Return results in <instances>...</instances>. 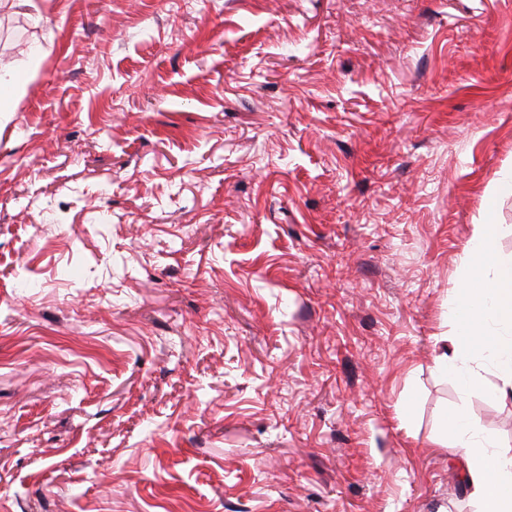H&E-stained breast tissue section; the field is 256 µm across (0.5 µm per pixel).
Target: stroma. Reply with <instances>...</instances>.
Wrapping results in <instances>:
<instances>
[{"label": "stroma", "instance_id": "obj_1", "mask_svg": "<svg viewBox=\"0 0 512 512\" xmlns=\"http://www.w3.org/2000/svg\"><path fill=\"white\" fill-rule=\"evenodd\" d=\"M0 58V512H472L442 417L512 455V399L432 365L512 255V0H33Z\"/></svg>", "mask_w": 512, "mask_h": 512}]
</instances>
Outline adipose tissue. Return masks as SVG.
Masks as SVG:
<instances>
[{
    "label": "adipose tissue",
    "instance_id": "ef3b65f1",
    "mask_svg": "<svg viewBox=\"0 0 512 512\" xmlns=\"http://www.w3.org/2000/svg\"><path fill=\"white\" fill-rule=\"evenodd\" d=\"M498 227L479 224L458 273L450 354L436 357L437 372L453 375L463 395L487 393L482 375L491 366L500 397L512 395V256L496 249ZM451 447L466 468L474 512H512V456L499 450L493 434L482 428L465 406L445 416Z\"/></svg>",
    "mask_w": 512,
    "mask_h": 512
}]
</instances>
